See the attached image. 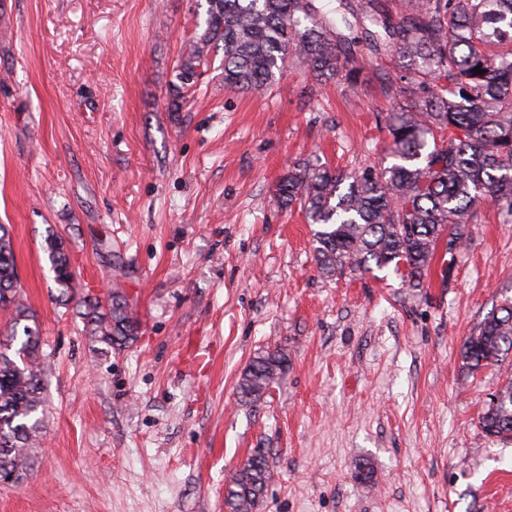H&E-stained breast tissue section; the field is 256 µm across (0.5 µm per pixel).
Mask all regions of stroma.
Wrapping results in <instances>:
<instances>
[{
    "label": "stroma",
    "mask_w": 512,
    "mask_h": 512,
    "mask_svg": "<svg viewBox=\"0 0 512 512\" xmlns=\"http://www.w3.org/2000/svg\"><path fill=\"white\" fill-rule=\"evenodd\" d=\"M197 0H0V224L48 366L31 468L0 512H225L229 473L260 453L259 512H512V439L479 417L512 373L460 348L512 298V216L488 208L420 287L393 268L327 276L314 225L276 194L289 164L353 171L384 156L376 81L298 65L254 92L210 53ZM76 270L57 299L42 245ZM124 295L138 339L94 350L82 297ZM287 367L262 398L258 354ZM371 479L357 477L359 466ZM285 363V356L277 350L255 357L244 370L239 382L242 399L246 402L259 399L284 371Z\"/></svg>",
    "instance_id": "1"
}]
</instances>
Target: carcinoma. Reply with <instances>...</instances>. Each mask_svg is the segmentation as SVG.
<instances>
[{
	"label": "carcinoma",
	"instance_id": "carcinoma-1",
	"mask_svg": "<svg viewBox=\"0 0 512 512\" xmlns=\"http://www.w3.org/2000/svg\"><path fill=\"white\" fill-rule=\"evenodd\" d=\"M347 0L341 18L322 0H206V27L182 56L175 92L200 76L210 49L224 53V87L253 91L295 61L317 79L336 75L357 92L351 67L358 26L367 49L396 56L376 74L393 99L381 118L393 163L349 173L316 160L297 163L278 181L285 207L297 206L315 233V261L325 273L353 274L409 262L421 281L438 241L453 253L465 227L486 202L512 216V0ZM481 67L483 72L473 69ZM43 251L65 295L75 270L65 241L48 232ZM92 342L121 349L136 340L134 318L117 292L106 303L84 301ZM0 309L9 314L0 341V473L26 476L37 440L46 367L36 317L23 300L12 239L0 224ZM20 346L13 347L14 342ZM512 353V300L493 308L461 347L469 372L500 364ZM277 350L255 357L239 382L253 402L284 371ZM480 418L489 436L512 438V379ZM271 479L269 461L248 457L229 476L228 512H255Z\"/></svg>",
	"mask_w": 512,
	"mask_h": 512
}]
</instances>
